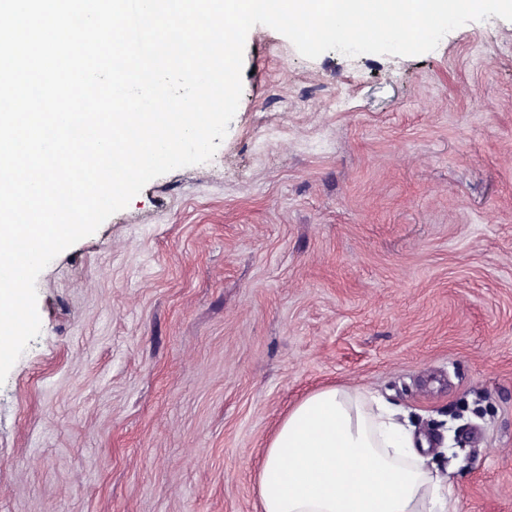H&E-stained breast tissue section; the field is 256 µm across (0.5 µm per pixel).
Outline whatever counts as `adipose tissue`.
Returning <instances> with one entry per match:
<instances>
[{
  "mask_svg": "<svg viewBox=\"0 0 512 512\" xmlns=\"http://www.w3.org/2000/svg\"><path fill=\"white\" fill-rule=\"evenodd\" d=\"M255 484L258 512H456L452 477L429 468L395 411L336 386L289 411Z\"/></svg>",
  "mask_w": 512,
  "mask_h": 512,
  "instance_id": "obj_1",
  "label": "adipose tissue"
}]
</instances>
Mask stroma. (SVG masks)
<instances>
[{
  "mask_svg": "<svg viewBox=\"0 0 512 512\" xmlns=\"http://www.w3.org/2000/svg\"><path fill=\"white\" fill-rule=\"evenodd\" d=\"M242 72L210 161L40 273L0 512H256L268 438L327 386L405 410L456 512H512V21L313 60L257 25Z\"/></svg>",
  "mask_w": 512,
  "mask_h": 512,
  "instance_id": "obj_1",
  "label": "stroma"
}]
</instances>
